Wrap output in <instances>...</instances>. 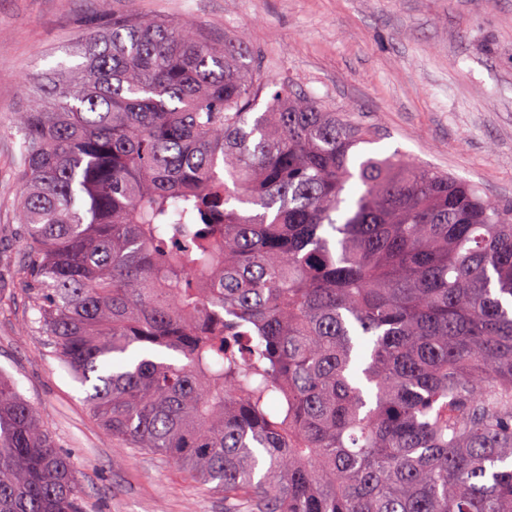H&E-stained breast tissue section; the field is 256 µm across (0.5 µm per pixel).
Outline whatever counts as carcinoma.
Instances as JSON below:
<instances>
[{"instance_id":"1","label":"carcinoma","mask_w":512,"mask_h":512,"mask_svg":"<svg viewBox=\"0 0 512 512\" xmlns=\"http://www.w3.org/2000/svg\"><path fill=\"white\" fill-rule=\"evenodd\" d=\"M68 52L14 121L21 272L104 431L226 512H512V203L354 162L369 127L198 25ZM0 512H84L2 375Z\"/></svg>"}]
</instances>
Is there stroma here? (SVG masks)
I'll use <instances>...</instances> for the list:
<instances>
[{
    "mask_svg": "<svg viewBox=\"0 0 512 512\" xmlns=\"http://www.w3.org/2000/svg\"><path fill=\"white\" fill-rule=\"evenodd\" d=\"M148 13L241 36L270 81L370 125L359 155L398 153L512 202V0H0V371L72 460L86 512H224L163 458L102 431L46 345L21 276L18 137L30 74L64 62L86 19Z\"/></svg>",
    "mask_w": 512,
    "mask_h": 512,
    "instance_id": "obj_1",
    "label": "stroma"
}]
</instances>
